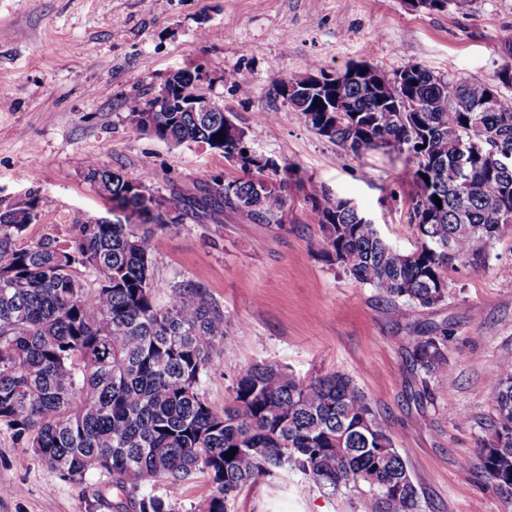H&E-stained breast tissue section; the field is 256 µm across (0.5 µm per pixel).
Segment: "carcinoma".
Instances as JSON below:
<instances>
[{
  "instance_id": "cac0c4a2",
  "label": "carcinoma",
  "mask_w": 512,
  "mask_h": 512,
  "mask_svg": "<svg viewBox=\"0 0 512 512\" xmlns=\"http://www.w3.org/2000/svg\"><path fill=\"white\" fill-rule=\"evenodd\" d=\"M496 72L483 79L449 80L418 66L373 83L340 89L344 111L329 140L354 152L382 151L411 174V222L419 246L388 244L348 200L332 199L294 166L274 169L279 182L264 195L253 183L268 175L239 165L243 176L212 179L203 194L175 189L159 195L144 171L129 176L96 160L84 177L102 198L138 215H112L76 225L64 245L46 238L17 248L37 218L36 204L0 212V428L45 462L59 478L82 484L107 475L124 497L141 492L138 512H175L181 489L202 475L210 493L193 512H229L230 501L259 479L298 471L327 495L350 493L357 512H424L420 493L384 422L368 398L342 374L301 381L272 364H256L236 380L224 409L214 410L200 384L218 344L224 315L195 282L172 287L165 304L152 286L155 235L184 216L221 224L224 210L262 224L287 217L284 192L296 180L318 224L322 253L360 284L383 292L413 333L412 370L433 376L448 368V321L420 322L416 310L448 294L447 270L488 266V244L512 228V163L474 161L456 184L442 164L470 140L512 147V101L487 106L490 89L512 87V40ZM308 72L276 80L281 94L305 117L316 98ZM202 90L199 69L181 71L174 100ZM136 128L179 146L203 143L242 154L237 138H223L224 113L180 112L161 105ZM160 198L175 216L154 211ZM442 206H437L435 198ZM83 268L93 276L87 282ZM492 414L477 443L484 477L512 490V362L493 375ZM164 483L165 494L154 493Z\"/></svg>"
}]
</instances>
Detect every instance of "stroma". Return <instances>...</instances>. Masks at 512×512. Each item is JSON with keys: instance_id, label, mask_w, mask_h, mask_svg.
<instances>
[{"instance_id": "obj_1", "label": "stroma", "mask_w": 512, "mask_h": 512, "mask_svg": "<svg viewBox=\"0 0 512 512\" xmlns=\"http://www.w3.org/2000/svg\"><path fill=\"white\" fill-rule=\"evenodd\" d=\"M512 29V0H470L442 11L407 0H0V210L35 201L38 218L16 244L63 242L107 206L84 177L95 159L127 174L149 169L160 194L198 192L212 178H240L238 165L203 144L171 146L133 129L125 101L150 97L173 72L202 65L209 93L259 154L294 165L331 198L352 201L403 252L415 186L400 161L359 154L318 135L282 97L276 78L302 70L338 73L366 62L387 76L416 64L457 81L493 80ZM248 79L240 88L228 72ZM288 218L262 224L225 212L220 224L184 218L159 232L152 289H207L224 314V343L203 376L214 410L236 379L267 363L307 381L353 379L388 428L425 512H512V492L489 483L476 455L479 418L490 415L492 375L512 361V229L494 239L487 268L448 272V294L417 320L452 323L446 371L421 381L408 356V326L387 297L321 255L305 192L291 185ZM428 388L417 403L413 394ZM0 512H114L109 479L62 481L0 429ZM231 512H355L291 473L245 487Z\"/></svg>"}]
</instances>
